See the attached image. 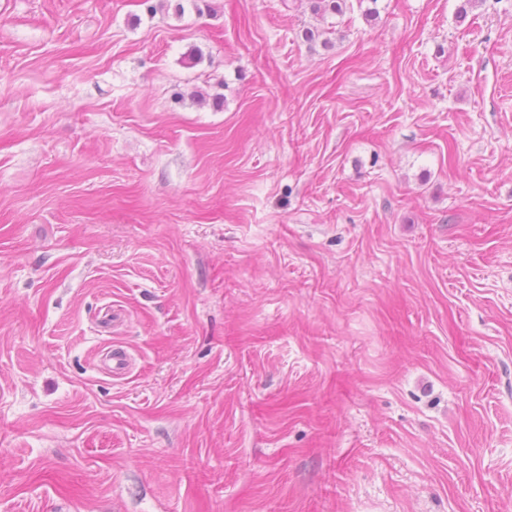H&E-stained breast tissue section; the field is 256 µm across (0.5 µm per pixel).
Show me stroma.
Masks as SVG:
<instances>
[{
  "label": "stroma",
  "mask_w": 512,
  "mask_h": 512,
  "mask_svg": "<svg viewBox=\"0 0 512 512\" xmlns=\"http://www.w3.org/2000/svg\"><path fill=\"white\" fill-rule=\"evenodd\" d=\"M462 3L0 0V512H512V0Z\"/></svg>",
  "instance_id": "obj_1"
}]
</instances>
